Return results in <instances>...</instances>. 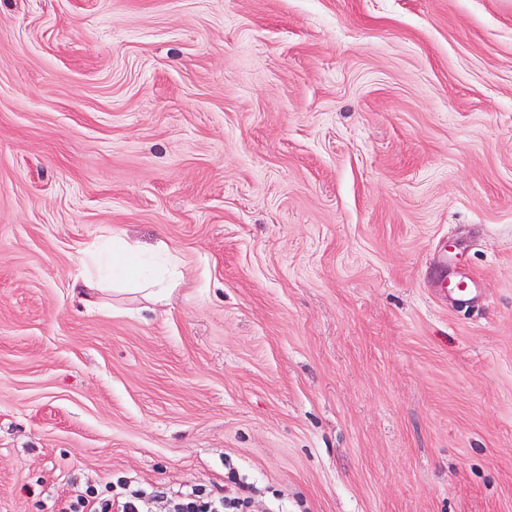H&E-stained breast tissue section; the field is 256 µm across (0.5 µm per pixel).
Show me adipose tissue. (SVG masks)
<instances>
[{
	"label": "adipose tissue",
	"mask_w": 512,
	"mask_h": 512,
	"mask_svg": "<svg viewBox=\"0 0 512 512\" xmlns=\"http://www.w3.org/2000/svg\"><path fill=\"white\" fill-rule=\"evenodd\" d=\"M112 268L113 285H133L141 289L167 288L173 281V272L164 251L146 254L120 239L106 241L102 250L90 254L86 263L72 279L73 291L91 292L97 281L95 272L104 266Z\"/></svg>",
	"instance_id": "1"
}]
</instances>
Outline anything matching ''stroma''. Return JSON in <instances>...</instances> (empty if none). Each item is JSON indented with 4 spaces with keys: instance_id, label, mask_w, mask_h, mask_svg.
I'll use <instances>...</instances> for the list:
<instances>
[{
    "instance_id": "stroma-1",
    "label": "stroma",
    "mask_w": 512,
    "mask_h": 512,
    "mask_svg": "<svg viewBox=\"0 0 512 512\" xmlns=\"http://www.w3.org/2000/svg\"><path fill=\"white\" fill-rule=\"evenodd\" d=\"M120 480L512 512V0H0V512ZM112 258V259H111ZM166 261V253L159 250L153 254H146L126 242L112 237L107 239L104 249L89 255L72 279L71 287L75 293H80L86 300V293L91 292L97 281L92 275L102 266L112 264V285H133L146 290L159 288L154 294H160L163 288H170L173 281V272Z\"/></svg>"
}]
</instances>
